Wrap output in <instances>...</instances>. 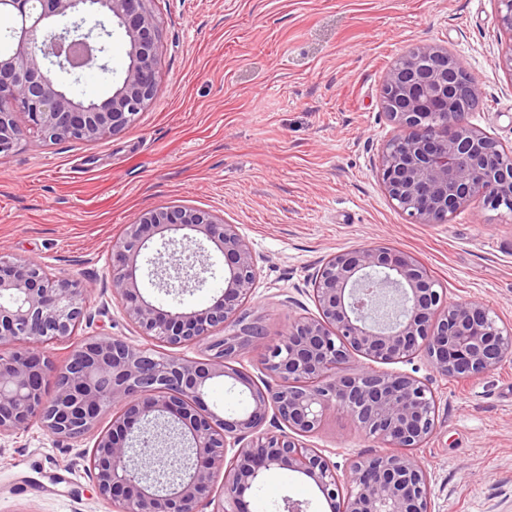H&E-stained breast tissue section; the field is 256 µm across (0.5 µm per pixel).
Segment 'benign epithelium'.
I'll return each instance as SVG.
<instances>
[{
	"mask_svg": "<svg viewBox=\"0 0 512 512\" xmlns=\"http://www.w3.org/2000/svg\"><path fill=\"white\" fill-rule=\"evenodd\" d=\"M151 0H0L15 18L14 49L0 54V159L27 134L44 140L98 141L124 131L154 100L160 27ZM499 29L512 36V0H497ZM123 30L129 64L102 100L71 95L59 74L79 72L64 48L106 52V24ZM44 28L32 47L27 33ZM457 59L435 43L406 52L386 73L382 108L400 135L378 158V177L395 208L418 224H444L480 200L512 209V153L448 103L481 101L479 83L462 79ZM24 116V123L16 115ZM159 287L200 288L211 267L186 245L205 239L224 257V290L203 308L166 310L142 295L138 258ZM256 258L236 225L180 205L142 213L112 250V296L142 336L181 348L212 337L213 354L195 360L140 348L118 336L77 343L66 362L44 350L68 340L88 315V285L0 251V436L37 419L52 435L77 439L105 413L90 457L99 495L114 512H250L245 495L265 472L286 468L310 479L330 512H432L430 480L416 450L435 428V399L420 379L358 365L354 356L398 363L422 352L439 374L471 378L512 359V328L489 305L449 301L415 256L369 243L331 255L313 281L318 315L300 317L269 342L261 387L236 366L262 327L244 323ZM229 378L248 392L247 407L219 415L205 402L210 380ZM345 411L387 451L353 459L344 470L299 443L330 411ZM271 422L282 427L273 434ZM346 487V493L339 487Z\"/></svg>",
	"mask_w": 512,
	"mask_h": 512,
	"instance_id": "obj_1",
	"label": "benign epithelium"
}]
</instances>
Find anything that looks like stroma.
I'll use <instances>...</instances> for the list:
<instances>
[{"label":"stroma","instance_id":"obj_1","mask_svg":"<svg viewBox=\"0 0 512 512\" xmlns=\"http://www.w3.org/2000/svg\"><path fill=\"white\" fill-rule=\"evenodd\" d=\"M161 30L155 99L121 134L95 142L29 134L0 160V249L89 285L82 335L146 340L112 295V249L147 209L212 210L237 225L257 261L246 306L262 326L239 365L267 381L266 342L316 314L312 281L332 254L376 242L412 253L449 300L478 299L512 327V212L481 202L445 224H415L392 205L377 174L397 133L381 106L386 71L408 49L447 48L481 85L465 119L512 150V75L495 66L511 40L496 0H152ZM109 73L82 72L68 89L98 99L124 74L121 31L108 40ZM212 273L198 290L151 301L185 311L224 286V258L204 245ZM399 371L425 381L435 429L418 450L433 512H512V359L454 379L424 354ZM94 435L66 441L34 421L0 437V512H112L87 457ZM337 465L381 451L353 419L328 413L307 436ZM252 512L328 505L302 474L274 469L247 492Z\"/></svg>","mask_w":512,"mask_h":512}]
</instances>
